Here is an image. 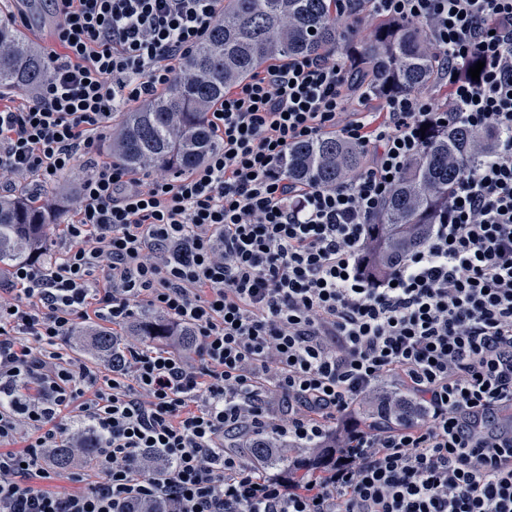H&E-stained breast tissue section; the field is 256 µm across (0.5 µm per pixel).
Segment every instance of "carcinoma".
I'll use <instances>...</instances> for the list:
<instances>
[{
    "instance_id": "cac0c4a2",
    "label": "carcinoma",
    "mask_w": 512,
    "mask_h": 512,
    "mask_svg": "<svg viewBox=\"0 0 512 512\" xmlns=\"http://www.w3.org/2000/svg\"><path fill=\"white\" fill-rule=\"evenodd\" d=\"M338 8L339 0H224V14L182 59L172 83L123 113L112 130V157L131 169L188 171L215 145L207 112L224 98V87L247 80L270 61L334 51L355 90L372 99L436 87L437 62L420 25L383 19L370 35L360 37L336 28ZM46 76L43 53L11 20L0 17V88L35 89ZM498 139L492 128L455 125L425 131L421 154L409 162L377 219L373 247L380 265L420 241L426 225L436 223L448 206L473 158L490 154ZM363 162L361 147L325 135L293 145L285 169L291 180L330 187ZM63 215L44 210L25 191L0 200V265L32 260L31 238L49 241ZM137 325L149 342L167 332L161 315L142 314ZM85 346L110 364L123 356L107 328L86 335Z\"/></svg>"
}]
</instances>
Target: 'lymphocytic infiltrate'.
<instances>
[{
	"instance_id": "obj_1",
	"label": "lymphocytic infiltrate",
	"mask_w": 512,
	"mask_h": 512,
	"mask_svg": "<svg viewBox=\"0 0 512 512\" xmlns=\"http://www.w3.org/2000/svg\"><path fill=\"white\" fill-rule=\"evenodd\" d=\"M51 3L47 78L0 105V198L21 187L51 208L76 162L92 171L63 247L0 277V512H512V425L493 423L512 409V0H370L428 23L452 111L418 89L370 112L335 52L292 58L227 86L214 148L175 175L98 159L99 141L170 83L224 0ZM444 123L500 139L371 279L369 226L424 125ZM324 135L365 165L331 187L291 181L290 146ZM142 307L167 318L162 345L134 327ZM95 320L121 363L59 352ZM395 394L421 416L394 420Z\"/></svg>"
}]
</instances>
